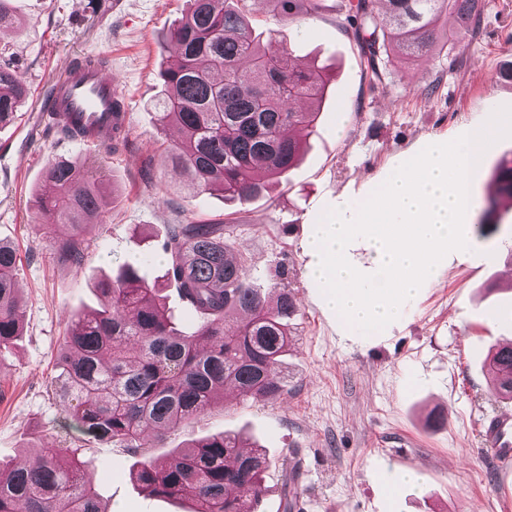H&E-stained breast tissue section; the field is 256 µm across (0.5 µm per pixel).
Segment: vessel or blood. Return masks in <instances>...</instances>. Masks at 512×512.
<instances>
[{"label":"vessel or blood","mask_w":512,"mask_h":512,"mask_svg":"<svg viewBox=\"0 0 512 512\" xmlns=\"http://www.w3.org/2000/svg\"><path fill=\"white\" fill-rule=\"evenodd\" d=\"M117 100L115 82L105 70L75 66L54 80L47 112L51 121L66 115L92 128L90 143L102 145L108 141L111 125L126 124L125 116L113 113ZM482 435L490 445L494 468L512 473V411L485 419Z\"/></svg>","instance_id":"obj_1"}]
</instances>
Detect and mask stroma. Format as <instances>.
I'll return each instance as SVG.
<instances>
[{"label":"stroma","instance_id":"stroma-1","mask_svg":"<svg viewBox=\"0 0 512 512\" xmlns=\"http://www.w3.org/2000/svg\"><path fill=\"white\" fill-rule=\"evenodd\" d=\"M15 28L0 31L22 64L30 87L14 121L0 126V242L17 254L22 334L0 351V465L21 463L47 443L72 446L56 396L57 351L75 316L101 308L94 285L121 265L137 268L160 288L182 330L196 322L181 301L159 245L168 225L220 222L249 280L266 295L286 289L296 311L281 371V400L241 399L225 390L205 412L172 429L155 458L197 439L228 433L260 447L269 459L258 512H283V484L298 470L293 512H512V476L492 468L482 418L504 410L493 401L484 366L489 349L512 339V221L488 234L469 229V254L450 252L435 281L424 282L403 317L383 333L339 329L306 277L301 246L309 224L337 204L367 199L405 159L430 141L447 142L485 125L512 106V0H482L479 28L462 45L445 46L421 66L383 60L374 78L346 22L348 0H321L317 14L279 21L255 9L253 26L299 62L330 75L320 118L299 164L247 203L217 191L190 198L186 176L163 164L160 145L176 130L154 107L159 73L175 56L166 34L186 0H9ZM104 58L128 108L127 143L116 151L87 147L44 129L42 109L53 75L85 56ZM77 159L106 198L101 224L81 230L86 258L63 263L57 244L66 227L45 224L38 195L45 165ZM512 158V137L489 146L475 167L472 220L492 190V173ZM88 477L109 512H189L186 499L155 497L134 483L138 455L109 442H89ZM417 467L418 488L395 500L385 485Z\"/></svg>","mask_w":512,"mask_h":512}]
</instances>
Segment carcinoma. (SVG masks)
Instances as JSON below:
<instances>
[{
	"label": "carcinoma",
	"instance_id": "cac0c4a2",
	"mask_svg": "<svg viewBox=\"0 0 512 512\" xmlns=\"http://www.w3.org/2000/svg\"><path fill=\"white\" fill-rule=\"evenodd\" d=\"M169 32L177 57L161 73L164 95L156 102L161 121L182 140L163 148L166 165L183 170L197 197L220 190L224 198L250 201L261 194L263 171L283 174L299 161L304 144L295 132L311 133L329 76L292 60L274 38L257 40L250 25L253 6L281 21L297 22L320 9V0H188ZM351 0L348 19L358 47L376 78L384 52L412 63L432 57L440 20L454 14L459 26L447 40L459 45L480 21V0ZM29 87L10 45L0 43V125L13 121ZM305 101L303 112L293 104ZM48 187L40 199L46 223L77 231L103 218L105 201L79 166L49 160ZM496 196L488 198L478 222L503 219L498 199L512 198V160L496 167ZM166 274L198 315L192 331L174 326L158 289L131 265L98 285L107 304L78 316L60 345L58 395L78 430L134 454L183 420L204 412L225 388L244 399L277 401L287 393L277 371L291 343L288 319L296 306L285 291L270 305L230 254L224 224H171ZM59 256L79 267L85 247L73 235ZM14 251L0 245V348L21 334ZM495 374L493 395L512 401V342L488 357ZM81 448L47 446L20 465L0 470V512H106L85 479ZM268 459L260 448L246 452L222 433L199 439L170 460L145 458L132 479L152 496H190L193 512H257L264 495L261 473Z\"/></svg>",
	"mask_w": 512,
	"mask_h": 512
}]
</instances>
